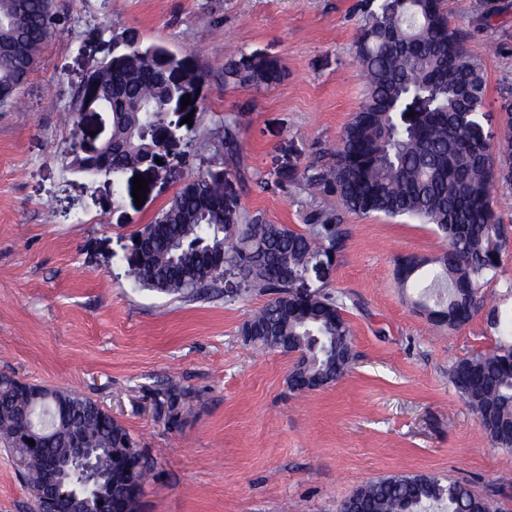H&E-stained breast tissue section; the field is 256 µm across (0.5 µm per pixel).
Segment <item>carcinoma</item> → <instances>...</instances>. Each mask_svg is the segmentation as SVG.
<instances>
[{
    "mask_svg": "<svg viewBox=\"0 0 512 512\" xmlns=\"http://www.w3.org/2000/svg\"><path fill=\"white\" fill-rule=\"evenodd\" d=\"M508 8L504 0H475L486 23ZM54 24L52 0H0V107H10L28 80ZM466 34L448 20L445 0H372L361 8L354 59L366 78V94L341 131L332 162L310 165L303 179L321 185L335 208L310 213L307 230L265 224L258 216L240 234H224L239 216L224 205V187L194 175L154 220L134 234L147 243L124 256L128 276L158 293L198 298L222 292L224 270L233 269L247 288L270 299L242 327L254 345L280 343L297 355L290 389L327 386L350 368V328L341 306L323 289L295 292L311 259L340 256L351 236L347 212L383 214L432 224L448 249L423 278L414 256L397 259L400 285L413 284L434 301V325L456 328L470 319L481 283L495 276L507 240L494 212V193L512 187V100L497 131L484 129L487 86L483 65L464 49ZM180 60L158 45L134 46L89 76L73 98L68 122L94 110L112 113V148L105 164L116 176L136 166L155 146L139 130L159 125L179 100L171 72ZM224 84L278 83L277 64L238 52L224 62ZM239 121L224 119L220 144L237 151ZM499 344L456 363L451 381L478 415L490 441L512 449V317L498 320ZM187 392H162L160 406L178 419ZM0 434L25 449L27 481L36 486L44 464L71 453L73 435L94 452L103 479L126 473L143 486L151 465L127 428L91 398L76 391L0 378ZM32 439L31 446L27 440ZM361 512H491L490 503L459 481L444 485L426 475L381 478L357 488ZM122 484L112 483L106 512H137Z\"/></svg>",
    "mask_w": 512,
    "mask_h": 512,
    "instance_id": "cac0c4a2",
    "label": "carcinoma"
}]
</instances>
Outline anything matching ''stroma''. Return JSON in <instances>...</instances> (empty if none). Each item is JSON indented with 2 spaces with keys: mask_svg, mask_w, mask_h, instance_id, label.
I'll return each instance as SVG.
<instances>
[{
  "mask_svg": "<svg viewBox=\"0 0 512 512\" xmlns=\"http://www.w3.org/2000/svg\"><path fill=\"white\" fill-rule=\"evenodd\" d=\"M358 0H53L54 32L14 106L0 108V376L91 397L139 442L153 466L137 512H339L361 485L428 474L460 480L495 512H512V450L494 447L450 370L494 348L492 313L512 314V252L479 290L471 318L432 326L401 287L395 259L440 256L432 225L347 214L351 236L312 287L326 286L351 330L339 381L297 393L294 356L260 349L242 325L267 301L228 278L220 296L176 298L128 277L123 256L191 176L223 175L241 216L303 230L332 196L301 173L337 137L366 82L353 57ZM474 0H446L487 83L499 124L512 93V9L483 25ZM160 45L203 76L191 124L167 174L132 195L115 178L73 170V138L100 144V113L67 123L83 79L129 44ZM274 61L278 84L225 85L233 52ZM240 119L233 158L185 160L192 138ZM189 397L177 424L158 409L168 386ZM0 512H35L17 457L0 438Z\"/></svg>",
  "mask_w": 512,
  "mask_h": 512,
  "instance_id": "35a3bbf8",
  "label": "stroma"
}]
</instances>
